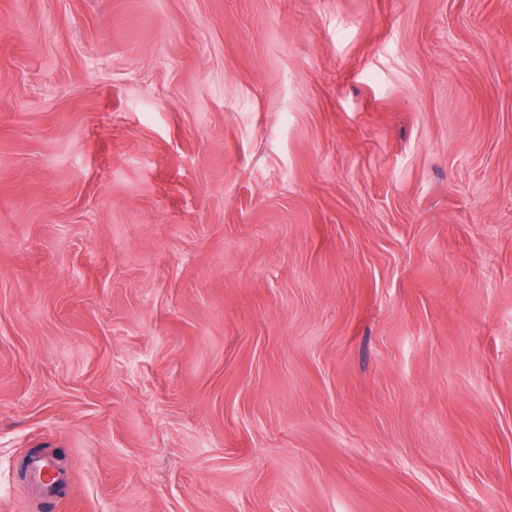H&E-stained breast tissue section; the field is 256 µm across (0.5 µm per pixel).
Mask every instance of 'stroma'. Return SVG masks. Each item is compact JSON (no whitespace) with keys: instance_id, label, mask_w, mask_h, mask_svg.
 Here are the masks:
<instances>
[{"instance_id":"obj_1","label":"stroma","mask_w":512,"mask_h":512,"mask_svg":"<svg viewBox=\"0 0 512 512\" xmlns=\"http://www.w3.org/2000/svg\"><path fill=\"white\" fill-rule=\"evenodd\" d=\"M0 512H512V0H0ZM52 471L55 476L48 480ZM26 474L32 484L54 499H62L69 493L70 482H67L66 477L58 475L53 460L48 456H30L26 464Z\"/></svg>"}]
</instances>
